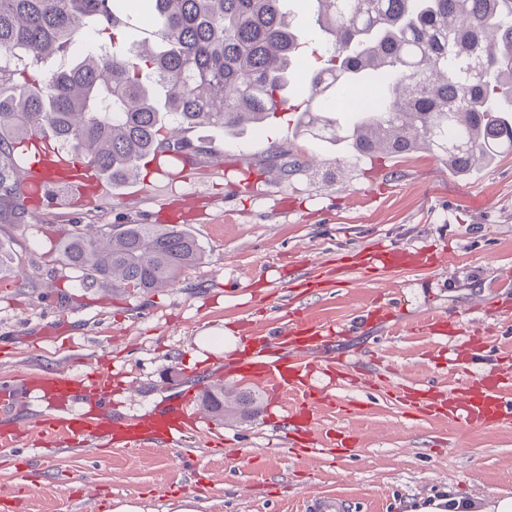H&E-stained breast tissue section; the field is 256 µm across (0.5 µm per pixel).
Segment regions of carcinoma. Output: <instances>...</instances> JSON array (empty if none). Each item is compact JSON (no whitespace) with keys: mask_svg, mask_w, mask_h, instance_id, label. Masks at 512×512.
<instances>
[{"mask_svg":"<svg viewBox=\"0 0 512 512\" xmlns=\"http://www.w3.org/2000/svg\"><path fill=\"white\" fill-rule=\"evenodd\" d=\"M289 0H141L159 21L158 44L120 42L124 0H0V218L25 223L16 171L19 139L39 131L83 153L115 180L139 174L155 146L187 158L213 147L189 137L260 125L277 110L289 65L302 48ZM322 34L321 63L296 128L362 156L425 150L467 175L512 152V0H310ZM76 54L46 72L55 55ZM371 66L383 87L371 108L341 124L337 99ZM282 181L312 160L272 146ZM202 259L178 224L74 226L61 252L85 274L82 287L110 282L144 293L174 284ZM21 266L0 244V282ZM220 420L251 418L256 395L222 385L200 394Z\"/></svg>","mask_w":512,"mask_h":512,"instance_id":"1","label":"carcinoma"}]
</instances>
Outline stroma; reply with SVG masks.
<instances>
[{"label":"stroma","instance_id":"35a3bbf8","mask_svg":"<svg viewBox=\"0 0 512 512\" xmlns=\"http://www.w3.org/2000/svg\"><path fill=\"white\" fill-rule=\"evenodd\" d=\"M296 118L219 138L195 130L223 150L224 170L201 155L196 183L174 185L200 194L179 222L204 255L173 287L132 296L108 283L86 289L60 260L71 225L159 223L160 201L145 184L120 188L101 212L49 208L0 224V241L36 282L0 285V377L17 379L20 401L0 424L46 413L22 383L28 374H83L105 356L135 382L131 394L115 397L113 416L145 413L230 373L234 352L204 351L196 336L224 329L240 337L252 323L274 333L280 316L298 309L344 328L319 355L351 363L355 383L336 395L358 410L321 409L318 427L327 435L351 429L355 453H291L278 408L262 396L245 422L212 420L228 439L222 448L192 435L158 451L63 448L31 467L33 445L23 442L0 465V512H110L116 499L139 500L147 512H173L184 499L205 503L204 512H305L312 494L343 499L348 512H402L451 484L465 494L512 495V426L418 417L370 383L381 369L396 380L453 385L458 374L437 352L442 338L427 329L441 316L492 339L467 364L468 376L495 370L512 379V362L503 360L512 353V153L460 177L425 151L358 157L295 135ZM287 140L314 163L283 182L265 158ZM379 242L440 254L444 264L359 275L317 292L287 286Z\"/></svg>","mask_w":512,"mask_h":512}]
</instances>
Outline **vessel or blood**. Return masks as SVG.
I'll return each mask as SVG.
<instances>
[{
	"label": "vessel or blood",
	"instance_id": "b4317fda",
	"mask_svg": "<svg viewBox=\"0 0 512 512\" xmlns=\"http://www.w3.org/2000/svg\"><path fill=\"white\" fill-rule=\"evenodd\" d=\"M19 180L30 213H41L46 207L97 210L112 199V184L102 171L81 153L59 147L42 133L24 137L19 146ZM168 152H152L140 161V168L154 181H162L164 169L171 160ZM432 269L436 257L422 250L398 251L378 243L362 253L358 267L395 271L404 263ZM334 323L318 320L303 313L289 314L285 333L294 344L292 358L254 359L242 356L233 377L263 392L269 403L281 407L284 424L295 434L296 453L322 451L334 447L337 455L352 450L351 432H343L332 440L321 437L315 427V417L326 405L330 388L340 385L345 365L339 361L319 363L306 356L307 347L321 339L331 340L338 334ZM32 389L41 392L50 412L35 420L25 430L0 427V455L13 452L21 436H37L57 448L117 447L120 449L173 448L188 434L205 433L214 443L224 436L213 431L206 415L196 409L191 394L169 403L155 413L115 420L112 398L123 393L120 376L109 366H102L92 375L71 376L48 372L30 377ZM299 393L298 408L283 405L284 394ZM395 400L407 405L416 415L446 413L449 419L471 427L512 425V386L500 382L495 375L479 381L462 380L441 396L429 388L414 387L402 382L392 385Z\"/></svg>",
	"mask_w": 512,
	"mask_h": 512
}]
</instances>
